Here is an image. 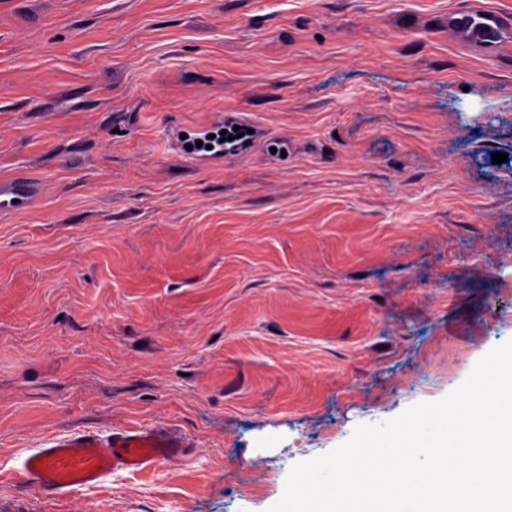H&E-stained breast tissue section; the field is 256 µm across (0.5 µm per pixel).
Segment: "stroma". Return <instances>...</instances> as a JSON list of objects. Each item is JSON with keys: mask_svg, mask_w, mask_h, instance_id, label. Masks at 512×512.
<instances>
[{"mask_svg": "<svg viewBox=\"0 0 512 512\" xmlns=\"http://www.w3.org/2000/svg\"><path fill=\"white\" fill-rule=\"evenodd\" d=\"M469 2L0 0V178L41 187L0 214V512H267L512 340V49L449 38ZM217 112L250 151L188 162ZM144 425L192 453L28 495L52 437Z\"/></svg>", "mask_w": 512, "mask_h": 512, "instance_id": "35a3bbf8", "label": "stroma"}]
</instances>
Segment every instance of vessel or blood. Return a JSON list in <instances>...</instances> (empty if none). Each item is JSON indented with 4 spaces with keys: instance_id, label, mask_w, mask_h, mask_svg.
I'll return each instance as SVG.
<instances>
[{
    "instance_id": "1",
    "label": "vessel or blood",
    "mask_w": 512,
    "mask_h": 512,
    "mask_svg": "<svg viewBox=\"0 0 512 512\" xmlns=\"http://www.w3.org/2000/svg\"><path fill=\"white\" fill-rule=\"evenodd\" d=\"M448 29L482 55H496L512 44V15L473 7L448 14ZM40 195L35 182L16 178L0 183V211H21ZM187 440L163 427L114 429L103 435L77 431L50 439L48 447L28 454L24 479L50 497L97 486L117 471L139 472L185 455Z\"/></svg>"
}]
</instances>
